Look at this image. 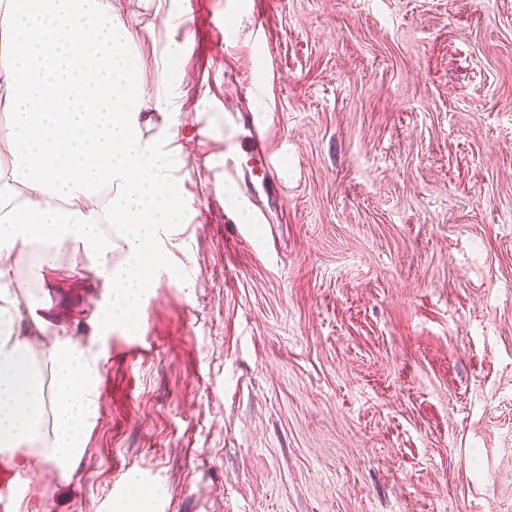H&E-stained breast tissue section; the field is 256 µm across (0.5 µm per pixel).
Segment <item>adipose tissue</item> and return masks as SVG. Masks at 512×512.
<instances>
[{
	"instance_id": "1",
	"label": "adipose tissue",
	"mask_w": 512,
	"mask_h": 512,
	"mask_svg": "<svg viewBox=\"0 0 512 512\" xmlns=\"http://www.w3.org/2000/svg\"><path fill=\"white\" fill-rule=\"evenodd\" d=\"M133 0H0V472L51 464L69 481L99 409L101 354L113 329L137 330L170 235L187 208L171 144L184 74L150 90L130 54ZM110 190L94 208L81 201ZM79 248L102 287L83 343L15 288L14 255L54 268ZM120 262H113L114 250Z\"/></svg>"
}]
</instances>
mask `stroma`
<instances>
[{"instance_id": "1", "label": "stroma", "mask_w": 512, "mask_h": 512, "mask_svg": "<svg viewBox=\"0 0 512 512\" xmlns=\"http://www.w3.org/2000/svg\"><path fill=\"white\" fill-rule=\"evenodd\" d=\"M169 4L126 21L148 87L185 41L169 250L190 285L160 273L141 330L101 343L84 455L67 484L34 469L32 504L108 512L133 471L137 512H512V0H189V35ZM228 102L271 113L284 152L246 239L211 174ZM84 261L33 283L17 259L52 329H91Z\"/></svg>"}]
</instances>
